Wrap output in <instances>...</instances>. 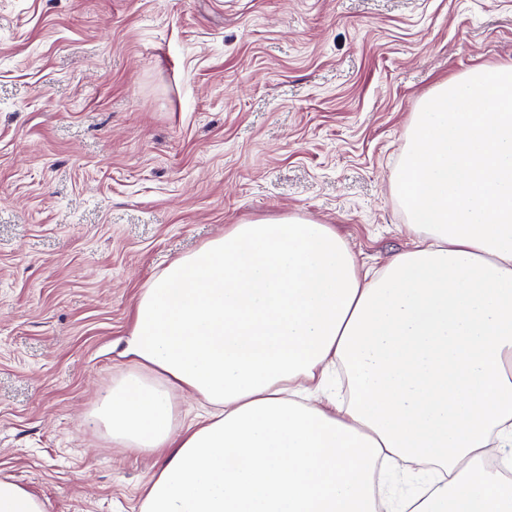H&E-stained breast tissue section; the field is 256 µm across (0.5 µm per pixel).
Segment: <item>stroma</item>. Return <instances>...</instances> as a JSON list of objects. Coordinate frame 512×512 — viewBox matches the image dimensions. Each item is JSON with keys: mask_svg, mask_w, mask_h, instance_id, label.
<instances>
[{"mask_svg": "<svg viewBox=\"0 0 512 512\" xmlns=\"http://www.w3.org/2000/svg\"><path fill=\"white\" fill-rule=\"evenodd\" d=\"M502 65L512 0H0V477L141 512L157 456L87 424L141 289L293 214L381 268L413 112Z\"/></svg>", "mask_w": 512, "mask_h": 512, "instance_id": "35a3bbf8", "label": "stroma"}]
</instances>
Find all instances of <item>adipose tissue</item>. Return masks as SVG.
Masks as SVG:
<instances>
[{"label": "adipose tissue", "instance_id": "obj_1", "mask_svg": "<svg viewBox=\"0 0 512 512\" xmlns=\"http://www.w3.org/2000/svg\"><path fill=\"white\" fill-rule=\"evenodd\" d=\"M392 188L411 249L363 274L328 224H232L140 293L90 424L157 454L141 512H512V65L438 85ZM343 369L349 403L318 397ZM208 405L173 427L176 394ZM434 465L415 493L378 468Z\"/></svg>", "mask_w": 512, "mask_h": 512}]
</instances>
